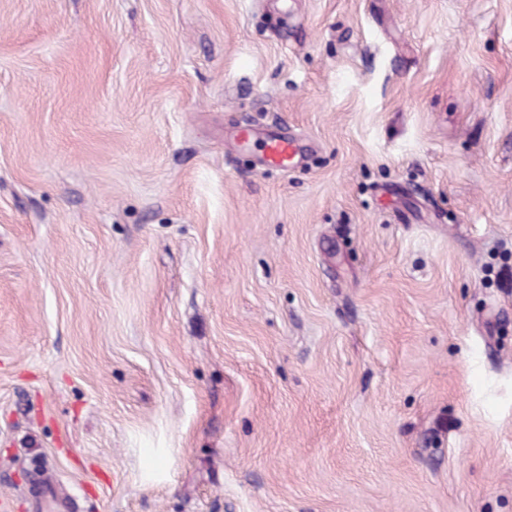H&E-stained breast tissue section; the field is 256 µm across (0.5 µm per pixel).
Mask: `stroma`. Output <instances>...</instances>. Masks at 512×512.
<instances>
[{"instance_id": "1", "label": "stroma", "mask_w": 512, "mask_h": 512, "mask_svg": "<svg viewBox=\"0 0 512 512\" xmlns=\"http://www.w3.org/2000/svg\"><path fill=\"white\" fill-rule=\"evenodd\" d=\"M32 473L512 512V0H0L7 512ZM302 152V146L292 136H271L263 146L259 162L263 168L286 170Z\"/></svg>"}]
</instances>
